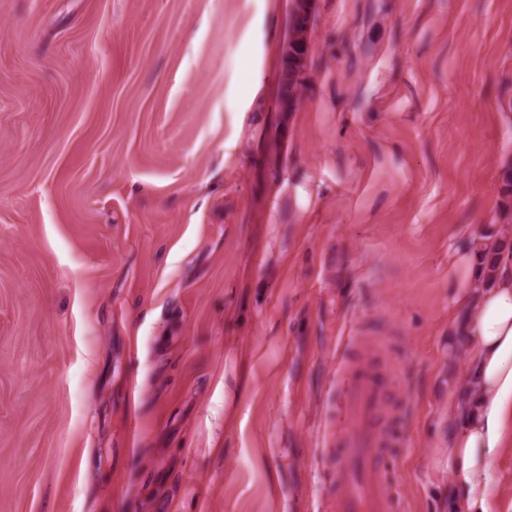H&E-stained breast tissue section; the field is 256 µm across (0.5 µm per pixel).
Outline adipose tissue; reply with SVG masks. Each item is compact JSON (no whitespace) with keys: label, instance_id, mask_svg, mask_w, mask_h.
Wrapping results in <instances>:
<instances>
[{"label":"adipose tissue","instance_id":"obj_1","mask_svg":"<svg viewBox=\"0 0 512 512\" xmlns=\"http://www.w3.org/2000/svg\"><path fill=\"white\" fill-rule=\"evenodd\" d=\"M456 268L452 303L467 317L449 322L448 351L465 356L468 372L448 405V512H494L493 461L512 420V247L484 235L457 255Z\"/></svg>","mask_w":512,"mask_h":512}]
</instances>
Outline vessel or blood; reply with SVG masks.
Instances as JSON below:
<instances>
[{"mask_svg":"<svg viewBox=\"0 0 512 512\" xmlns=\"http://www.w3.org/2000/svg\"><path fill=\"white\" fill-rule=\"evenodd\" d=\"M354 334L342 337L336 351V435L328 439L322 462L340 480L331 512H405L403 497L387 456L398 436L391 423L396 412L386 380L356 367L349 358Z\"/></svg>","mask_w":512,"mask_h":512,"instance_id":"vessel-or-blood-1","label":"vessel or blood"}]
</instances>
